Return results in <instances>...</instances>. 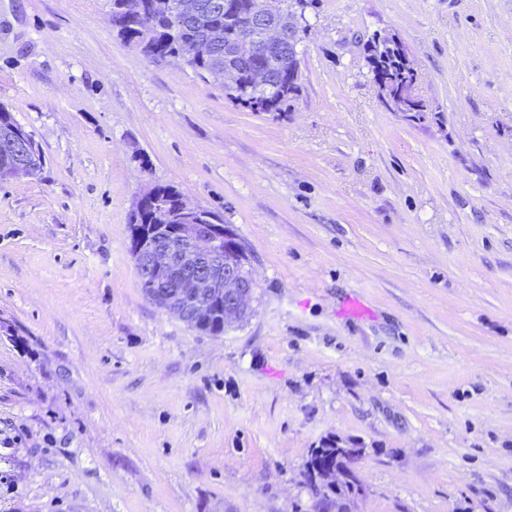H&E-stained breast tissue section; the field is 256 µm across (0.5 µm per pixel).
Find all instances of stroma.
<instances>
[{
  "mask_svg": "<svg viewBox=\"0 0 512 512\" xmlns=\"http://www.w3.org/2000/svg\"><path fill=\"white\" fill-rule=\"evenodd\" d=\"M109 10L0 0V105L44 154L0 184V512H327L325 444L362 451L348 512H512V0H306L270 113ZM377 33L422 117L386 105ZM157 185L246 247L253 311L222 334L140 288Z\"/></svg>",
  "mask_w": 512,
  "mask_h": 512,
  "instance_id": "1",
  "label": "stroma"
}]
</instances>
